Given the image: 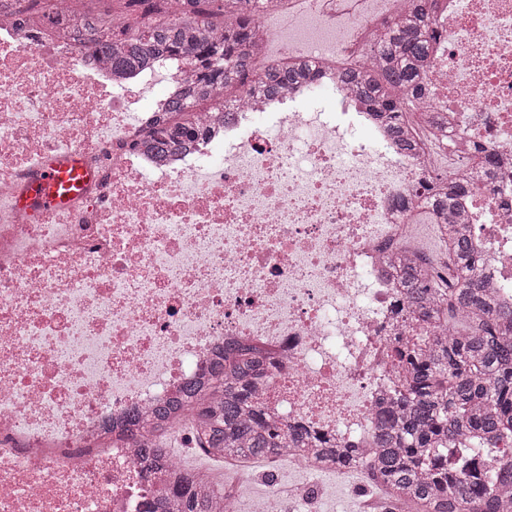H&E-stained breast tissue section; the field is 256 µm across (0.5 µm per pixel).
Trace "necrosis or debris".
Here are the masks:
<instances>
[{"label":"necrosis or debris","instance_id":"necrosis-or-debris-1","mask_svg":"<svg viewBox=\"0 0 512 512\" xmlns=\"http://www.w3.org/2000/svg\"><path fill=\"white\" fill-rule=\"evenodd\" d=\"M288 40L322 79L278 94L198 102L191 145L145 142L179 124L168 100L187 65L113 74L79 37L17 21L0 0V512H151L179 460L111 440L201 380L224 346L257 350L266 416L326 448H363L401 380L398 337L426 343L387 260L423 258L414 226L435 175L468 151L498 171L456 219L479 279L512 305V0H432L416 150L399 148L335 67L366 58L365 36L409 0H283ZM90 171L70 205L20 206L70 155ZM247 483L222 512H282Z\"/></svg>","mask_w":512,"mask_h":512}]
</instances>
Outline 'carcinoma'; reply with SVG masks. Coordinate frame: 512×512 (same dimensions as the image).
I'll list each match as a JSON object with an SVG mask.
<instances>
[{"label":"carcinoma","mask_w":512,"mask_h":512,"mask_svg":"<svg viewBox=\"0 0 512 512\" xmlns=\"http://www.w3.org/2000/svg\"><path fill=\"white\" fill-rule=\"evenodd\" d=\"M82 2L92 16L84 27L86 47L112 70L137 68L160 56L193 62L189 97L172 102L183 122L153 134L150 148L180 145L194 135V115L187 109L192 97L252 84L259 93L278 92L314 76V65L304 60L272 65L261 75L255 68L268 43L261 17L279 12L280 0H186L185 8L174 12L168 0ZM432 37L427 0H413L400 20L370 31L367 66L338 71L407 150L416 141L406 112L422 92ZM493 174V158L478 150L468 173L431 190L428 204L452 212L474 178ZM446 228L447 266L391 262L409 310L440 335L426 346L414 342L397 352L407 368L406 382L382 411L367 469L373 485L417 512H512V459L500 458L492 468L475 452L512 437V308L496 304L480 287L478 260L467 238L453 224ZM451 320L462 327L448 330ZM255 375V362L241 349L215 362L206 381L187 387L157 418L131 421L143 460H156L151 452L156 433L175 421L188 422L199 447L217 458L259 459L290 447L314 455L306 431L287 433L267 419L252 393ZM322 453L343 467L362 466L342 448ZM170 482L182 512H212L208 477L190 479L180 472Z\"/></svg>","instance_id":"obj_1"}]
</instances>
